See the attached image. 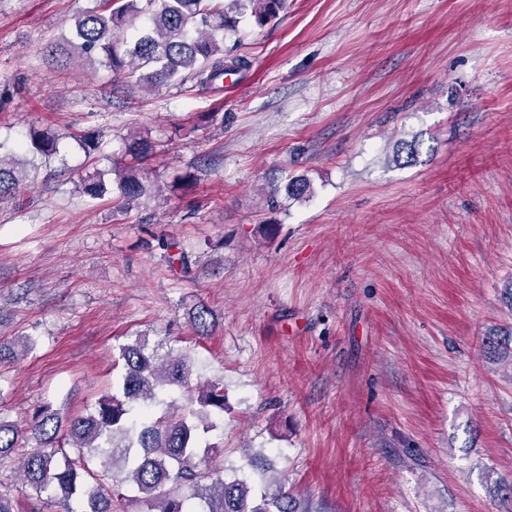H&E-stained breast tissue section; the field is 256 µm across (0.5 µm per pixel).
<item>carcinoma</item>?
I'll return each mask as SVG.
<instances>
[{"label":"carcinoma","instance_id":"carcinoma-1","mask_svg":"<svg viewBox=\"0 0 512 512\" xmlns=\"http://www.w3.org/2000/svg\"><path fill=\"white\" fill-rule=\"evenodd\" d=\"M286 0H101L98 9L75 18L71 38L54 44L49 57L56 62L74 51L103 58L104 66L117 76L138 75L150 85L196 82L219 91L220 80L230 71L248 66L241 56L224 50L226 36L237 32V14L251 8L255 22L263 26L277 18ZM142 31L133 39L124 36L141 14ZM58 135L33 129L27 148L44 157L57 154ZM0 199L12 197L27 178L12 158L1 154ZM157 143L151 138L129 136L125 153L131 163L112 166L117 199L124 206L140 203L153 193L148 174L137 163L153 156ZM91 199L106 193L101 176L80 184ZM191 331L209 335L213 315L204 304L189 311ZM115 366L122 369L112 392L101 396L86 414L68 421L65 443L58 433L61 422L54 413L40 412L30 424L36 446L25 453L20 471L25 488L36 501L48 504L72 498L79 512H113L128 501L123 482L113 480L111 467L120 465L131 485L150 504L152 512H196L195 500L204 512H299L286 480L275 490L264 486L260 500L251 497L245 480L225 481L214 475L211 459L221 446L206 435L224 418V386L218 382L193 383L191 361L139 338L119 348ZM22 431L0 421V460L16 450ZM71 451H66V448ZM102 458L108 463L95 485L87 487L82 472L89 462Z\"/></svg>","mask_w":512,"mask_h":512}]
</instances>
